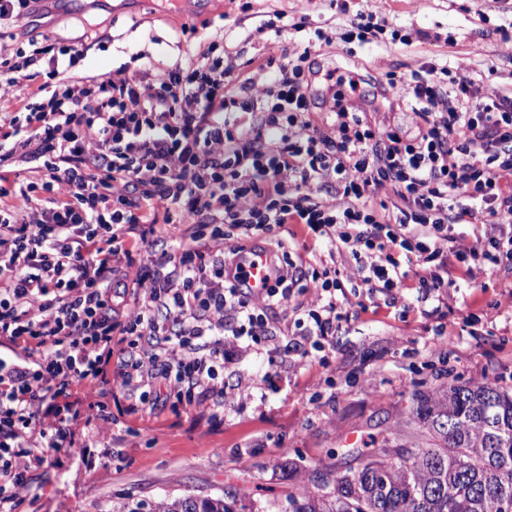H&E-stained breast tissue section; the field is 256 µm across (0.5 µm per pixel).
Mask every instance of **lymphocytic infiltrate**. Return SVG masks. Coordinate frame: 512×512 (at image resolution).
<instances>
[{
  "label": "lymphocytic infiltrate",
  "instance_id": "1",
  "mask_svg": "<svg viewBox=\"0 0 512 512\" xmlns=\"http://www.w3.org/2000/svg\"><path fill=\"white\" fill-rule=\"evenodd\" d=\"M310 52L268 57L257 94L225 64L218 34L155 84L77 77L80 47L36 48L55 90L26 120L0 115L10 153L44 172L0 189V337L14 347L0 356V512L28 493V461L73 447L75 384L155 381L198 404L223 396L225 343L268 335V309L297 290L320 299L301 336L332 335L340 276L278 259L273 286L253 293L239 259L211 253L224 225H303L350 255L370 299L412 278L426 300L457 272L512 265V91L484 92L486 71L463 64L389 73L391 106L421 122L407 138L371 122L341 74L324 129L310 118ZM240 112L257 118L239 123ZM59 184L65 198L37 206L36 191ZM160 221L194 230L148 258L134 315L119 320L115 265Z\"/></svg>",
  "mask_w": 512,
  "mask_h": 512
}]
</instances>
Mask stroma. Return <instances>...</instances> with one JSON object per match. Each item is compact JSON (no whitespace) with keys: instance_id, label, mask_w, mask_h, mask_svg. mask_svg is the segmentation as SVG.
Wrapping results in <instances>:
<instances>
[{"instance_id":"stroma-1","label":"stroma","mask_w":512,"mask_h":512,"mask_svg":"<svg viewBox=\"0 0 512 512\" xmlns=\"http://www.w3.org/2000/svg\"><path fill=\"white\" fill-rule=\"evenodd\" d=\"M221 6L219 0H130L113 12L101 0H36L31 10L0 27L9 55L31 56L32 39L49 36L56 47L83 45L80 76H101L125 67L136 76L166 69L199 50L205 35L223 30L224 43L241 76L256 88L268 81L259 65L280 55L287 40L264 44L250 34L268 14L283 12L288 23L304 22L314 45L312 60L326 92L325 73L354 71L359 95H371L390 72H408L431 62L464 61L494 66L486 90L512 89V0H249ZM388 19L392 29L376 44H347L340 35L352 14ZM411 34L394 40L392 30ZM183 224H158L151 249L132 245L119 264L113 288L120 315L134 312L127 286L147 253L161 254ZM225 247L241 253L284 244L292 259L313 266H352L348 254L306 229L272 227L248 233L225 225ZM512 270L458 280L438 312L406 288L395 297L359 301L353 291L339 297L343 315L323 348L307 357L287 353L298 329L296 305H310L314 292L294 295L290 307L269 313L273 333L259 342H239L227 351L223 408L178 404L136 409L140 392L105 386L108 415L79 388L76 445L57 452L52 466L30 465L31 489L16 512H111L113 503H152L166 495H216L238 489L244 504L285 512L289 488L313 489L318 471L335 472L353 448L370 449L395 427L416 389L453 381H491L512 387ZM295 460L299 469L282 480L277 463Z\"/></svg>"}]
</instances>
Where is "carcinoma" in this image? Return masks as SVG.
I'll return each mask as SVG.
<instances>
[{"label": "carcinoma", "mask_w": 512, "mask_h": 512, "mask_svg": "<svg viewBox=\"0 0 512 512\" xmlns=\"http://www.w3.org/2000/svg\"><path fill=\"white\" fill-rule=\"evenodd\" d=\"M409 431L359 452L329 494H287L289 512H512V388L444 384L416 390ZM388 448H410L393 457ZM238 494L167 496L152 512H245Z\"/></svg>", "instance_id": "obj_1"}]
</instances>
